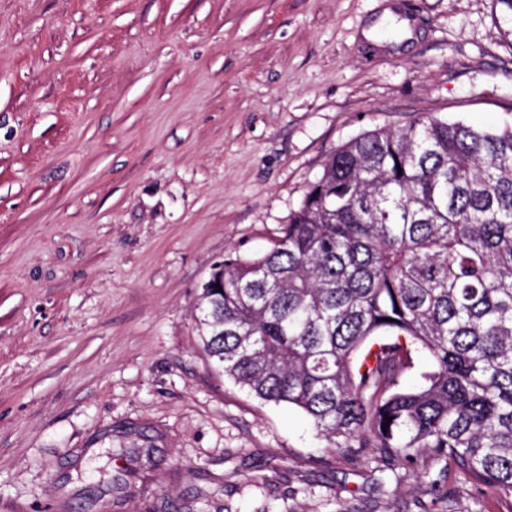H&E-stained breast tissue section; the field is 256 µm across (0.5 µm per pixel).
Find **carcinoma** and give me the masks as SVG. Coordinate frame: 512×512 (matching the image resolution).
<instances>
[{
  "label": "carcinoma",
  "mask_w": 512,
  "mask_h": 512,
  "mask_svg": "<svg viewBox=\"0 0 512 512\" xmlns=\"http://www.w3.org/2000/svg\"><path fill=\"white\" fill-rule=\"evenodd\" d=\"M210 278L206 354L301 410L326 452L417 480L452 464L512 499V125L430 116L349 140L270 249Z\"/></svg>",
  "instance_id": "obj_1"
}]
</instances>
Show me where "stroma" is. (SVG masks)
<instances>
[{"label":"stroma","instance_id":"obj_1","mask_svg":"<svg viewBox=\"0 0 512 512\" xmlns=\"http://www.w3.org/2000/svg\"><path fill=\"white\" fill-rule=\"evenodd\" d=\"M510 28L494 0H0V512L429 502L225 379L194 308L350 139L511 124ZM438 510L512 503L452 469Z\"/></svg>","mask_w":512,"mask_h":512}]
</instances>
